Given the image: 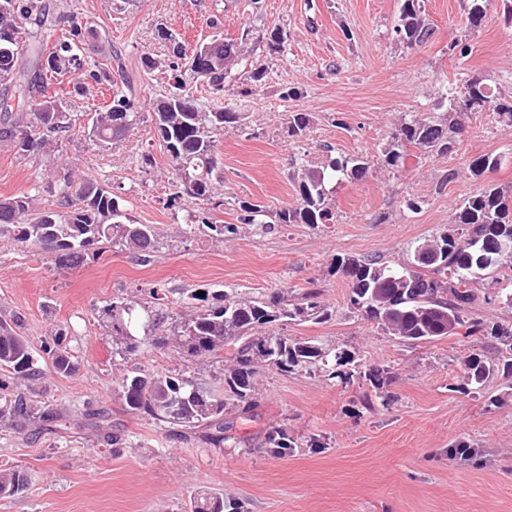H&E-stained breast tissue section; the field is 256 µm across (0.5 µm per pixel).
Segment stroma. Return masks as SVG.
Returning <instances> with one entry per match:
<instances>
[{"instance_id": "1", "label": "stroma", "mask_w": 512, "mask_h": 512, "mask_svg": "<svg viewBox=\"0 0 512 512\" xmlns=\"http://www.w3.org/2000/svg\"><path fill=\"white\" fill-rule=\"evenodd\" d=\"M51 2L96 30L92 52L117 54L145 110L169 90L165 64L173 52L158 40L157 25L190 48L210 35L207 22L217 13L225 38L245 41L246 63L265 77L251 95L228 96L240 119L215 137L220 224L235 222L241 199L272 209L292 204L293 160L317 168L332 156L374 153L409 112L447 118L440 101L449 83L477 75L494 90L512 92V31L502 23L501 0H490L486 22L475 31L465 26L467 0H426L435 32L412 48L394 39L399 0ZM276 25L288 32L279 51L264 40ZM347 30L352 39L344 38ZM455 41L470 46L468 58L450 55ZM148 56L158 69L144 71ZM292 86L302 87L303 97L286 98ZM78 104L82 114L54 155L20 160L0 142V197L36 187L37 206L51 204L54 196L41 182L47 169L64 164L112 191L137 223L155 227L160 245L146 261L105 248L67 268L40 247L0 236V318L15 320L36 352L63 333L77 366L61 376L43 359L40 380L17 379L14 392L40 401L58 419L47 430L0 424V469L19 467L29 477L27 492L0 498V512H185L198 492L242 502L247 512H512V380L495 375L479 395L455 386L462 357L472 350L496 357L494 343L461 335L414 345L395 340L350 308L345 281L332 271L343 254L405 264L412 245L444 229L456 206L479 189L468 172L475 156L501 155L493 180L511 192L512 134L490 114L473 115L452 153L417 156L405 171L372 169L338 184L333 224H293L269 234L245 224L220 238L202 225L189 229L195 200L168 207L175 174L151 120L121 142L98 147L84 129L104 98L96 91ZM297 111L310 113L311 122L292 137L288 116ZM145 152L152 165L142 164ZM451 169L457 178L439 188ZM410 199L421 201L419 211L407 209ZM152 288L167 295L173 319L200 291L233 288L256 296L281 289L294 298L318 290L331 317L289 325L288 335L346 351L362 368L388 369L391 399L368 411L363 376L343 383L321 370L282 375L262 366L251 412L224 416L233 439L223 448L134 416L118 392L128 366L220 385L214 368L174 347H156L148 336L131 362L113 358L104 308L125 299L146 303ZM281 426L299 446L275 458L261 445ZM113 433L120 443L102 444ZM459 440L478 447L480 465L449 457Z\"/></svg>"}]
</instances>
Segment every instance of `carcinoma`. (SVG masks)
I'll return each instance as SVG.
<instances>
[{
	"mask_svg": "<svg viewBox=\"0 0 512 512\" xmlns=\"http://www.w3.org/2000/svg\"><path fill=\"white\" fill-rule=\"evenodd\" d=\"M466 25L482 27L488 0H469ZM49 0H0V141H6L21 158L57 147L76 125L79 106L72 97L83 96L89 88L104 85L109 101L94 113L87 136L99 146L120 142L140 119L141 106L132 98L123 74L113 75L110 58L101 52L97 60L86 59L87 39L93 30L77 14L53 12ZM393 32L403 34L399 43L411 48L425 43L434 32L424 16L423 0H401ZM288 40L281 26L266 31V43L279 50ZM240 51L219 56L215 64L188 63V68L171 61L169 92L151 105V120L163 142L176 174L177 191L169 206L186 195L202 205L193 220L217 236L234 234L237 224H215L211 209L223 206L216 200L212 173L216 166L213 133L239 122V114L224 106L226 79L239 64ZM263 79L256 68L241 82L238 93L249 95ZM206 85L217 107L199 110L193 84ZM448 123H434L408 113L397 123L384 147L368 156L339 157L320 169L297 164L289 174L296 191V203L271 210L253 201H238V224H257L273 230L288 224L336 223V209L330 196L345 180L361 179L369 168L389 172L405 168L411 150L445 155L452 152L464 129L462 119L488 112L505 132H512V92L491 89L480 76H471L448 87L444 97ZM310 124L305 112L288 115L287 132L299 137ZM501 166V156L482 154L469 166L470 176L484 185L457 206L448 227L418 243L407 265L394 268L373 257L336 256L334 273L346 281L349 305L364 312L384 333L404 342L419 343L454 336L492 338L505 347L508 358L503 366L483 354L472 353L461 363L462 388L474 393L498 371L512 377V325L487 321L471 315L473 305L484 299L512 307V277H497L506 266L512 271V249L494 252L487 248L499 240L512 241V196L488 181ZM49 188L56 202L52 207L34 208L29 194L0 198V234L8 233L22 245L41 246L54 253L55 263L79 266L90 251L111 245L148 258L155 251V228L136 224L122 210L118 198L90 178L75 179L69 169H56L49 175ZM487 281L478 295L476 280ZM320 292L310 290L291 302L284 292L264 297H242L222 291L210 297L190 296L206 303L204 308L181 318L173 330L176 344L189 359L207 358L221 362L220 389L205 387L180 373H146L135 369L121 376L119 387L127 410L169 428L183 432L205 430L203 439L219 448L231 437L224 412L230 408L253 406L258 365L281 374L312 372L320 368L342 380L353 378L354 357L345 351L329 350L312 340H299L282 332L291 323L322 321L328 309L319 300ZM112 320V355L132 359L140 342L138 329L153 332L164 326L162 309L147 314L143 323L136 306L114 302L105 310ZM55 373L76 371L62 337L41 347ZM21 375L37 380L42 372L27 339L10 323L0 319V421L19 419L43 425L54 414L42 410L37 401L21 393L9 392V378ZM363 376L371 391L363 396V407L385 404L389 373L373 367ZM298 447V441L283 427L269 431L265 451L285 457ZM28 485L27 473L19 468L0 470V497H12ZM188 512H243L236 501L224 495L196 494Z\"/></svg>",
	"mask_w": 512,
	"mask_h": 512,
	"instance_id": "carcinoma-1",
	"label": "carcinoma"
}]
</instances>
